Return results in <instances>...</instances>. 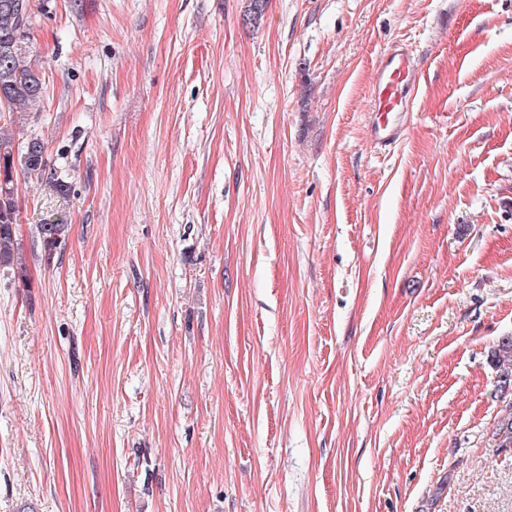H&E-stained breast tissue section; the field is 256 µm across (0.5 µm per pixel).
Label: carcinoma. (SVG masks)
Here are the masks:
<instances>
[{
	"mask_svg": "<svg viewBox=\"0 0 512 512\" xmlns=\"http://www.w3.org/2000/svg\"><path fill=\"white\" fill-rule=\"evenodd\" d=\"M14 0H0V90L8 99L9 123L23 126L26 117L42 100L44 83L36 64L14 51L17 16L11 7ZM45 147L41 138L31 136L15 143L13 134L0 126V174L6 185L0 184V266L10 267L15 277L24 281L27 267L15 248L14 225L17 210L12 174L21 170L27 176L42 177L46 173ZM37 232L47 258H52L68 234V225L61 222L37 225ZM496 366L501 368L500 391L512 385V336H503L492 350ZM495 440L499 448H512V400L502 401L495 425Z\"/></svg>",
	"mask_w": 512,
	"mask_h": 512,
	"instance_id": "obj_1",
	"label": "carcinoma"
}]
</instances>
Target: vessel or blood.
Masks as SVG:
<instances>
[{"label":"vessel or blood","instance_id":"obj_1","mask_svg":"<svg viewBox=\"0 0 512 512\" xmlns=\"http://www.w3.org/2000/svg\"><path fill=\"white\" fill-rule=\"evenodd\" d=\"M416 58L401 43L384 52L375 73L371 91L370 142L377 148L398 143L406 130V112L416 92Z\"/></svg>","mask_w":512,"mask_h":512}]
</instances>
